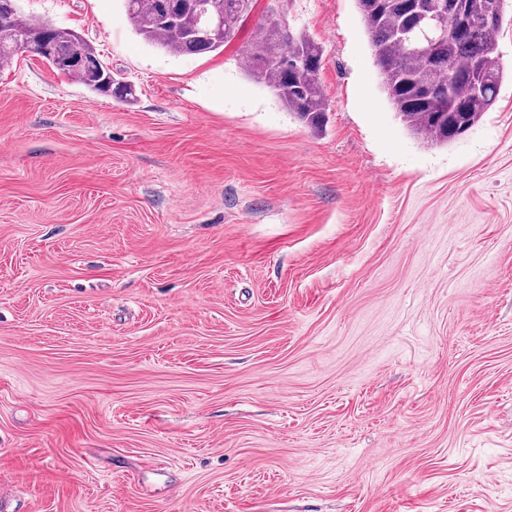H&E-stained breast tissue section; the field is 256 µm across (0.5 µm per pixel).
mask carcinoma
Instances as JSON below:
<instances>
[{
    "label": "carcinoma",
    "mask_w": 512,
    "mask_h": 512,
    "mask_svg": "<svg viewBox=\"0 0 512 512\" xmlns=\"http://www.w3.org/2000/svg\"><path fill=\"white\" fill-rule=\"evenodd\" d=\"M270 0L259 35L242 50L244 71L269 88L282 105L313 130L323 127L329 104L320 83L322 47L277 18ZM382 76L386 97L401 122L432 144H446L468 131L498 99L503 71L495 61V38L512 0H457L473 29L459 34L449 18L438 21L442 0H355ZM136 32L177 55L224 48L253 10V0H125ZM77 56L64 67L44 48ZM30 53L91 92L124 99L132 85L112 76L95 49L73 31L21 16L18 0H0V68Z\"/></svg>",
    "instance_id": "1"
}]
</instances>
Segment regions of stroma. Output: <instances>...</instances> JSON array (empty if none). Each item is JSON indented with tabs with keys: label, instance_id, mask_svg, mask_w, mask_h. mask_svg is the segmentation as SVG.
Wrapping results in <instances>:
<instances>
[{
	"label": "stroma",
	"instance_id": "35a3bbf8",
	"mask_svg": "<svg viewBox=\"0 0 512 512\" xmlns=\"http://www.w3.org/2000/svg\"><path fill=\"white\" fill-rule=\"evenodd\" d=\"M136 89L0 70V495L28 512H512V21L498 103L431 145L355 0L308 128L124 0H19Z\"/></svg>",
	"mask_w": 512,
	"mask_h": 512
}]
</instances>
